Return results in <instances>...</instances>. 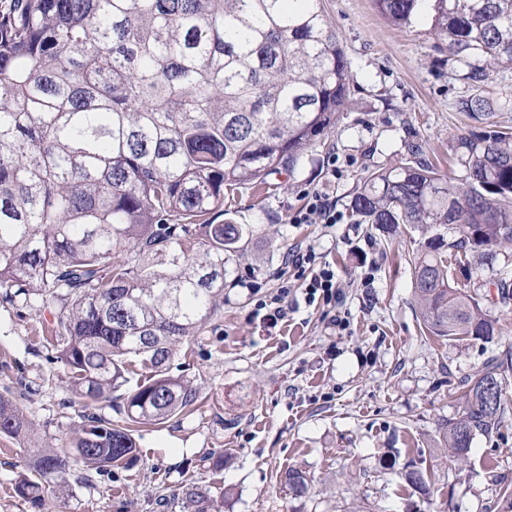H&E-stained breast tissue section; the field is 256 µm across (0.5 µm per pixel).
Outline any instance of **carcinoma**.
Wrapping results in <instances>:
<instances>
[{"label":"carcinoma","instance_id":"carcinoma-1","mask_svg":"<svg viewBox=\"0 0 512 512\" xmlns=\"http://www.w3.org/2000/svg\"><path fill=\"white\" fill-rule=\"evenodd\" d=\"M321 2L10 0L0 12V290L55 306L42 332L86 402L71 444L39 452L18 497L43 507L44 483L74 463L86 482L127 468L138 428L195 410L197 389L171 363L224 308L244 234L200 218L224 211L226 190L292 173L350 106L349 62ZM424 2L375 5L406 25ZM431 2L470 89L459 108L477 117L491 70L512 64V0ZM454 151L463 178L413 149L356 186L350 217L446 226L410 257L424 334L487 340L494 322L452 265L512 244V133L462 134ZM511 370V357H491L462 384L464 408L443 431L453 462L499 432L505 408L486 393ZM29 431L0 394V433ZM404 481L434 487L421 469ZM284 484L301 497L311 479L291 469ZM182 499L190 512H222L192 484Z\"/></svg>","mask_w":512,"mask_h":512}]
</instances>
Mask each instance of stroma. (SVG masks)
Wrapping results in <instances>:
<instances>
[{"label":"stroma","instance_id":"1","mask_svg":"<svg viewBox=\"0 0 512 512\" xmlns=\"http://www.w3.org/2000/svg\"><path fill=\"white\" fill-rule=\"evenodd\" d=\"M350 62L352 107L293 173L261 188L244 186L224 201L214 224H246L226 265L218 327L189 341L172 372L191 381L197 408L140 429L133 466L94 481L67 475L60 497L38 509L13 486L29 473L32 449L68 443L81 422V403L64 366L41 332L51 307L0 297V394H11L31 422L28 441L0 435V512H186L183 488L197 483L223 496L224 512H512V378L504 392L506 424L476 437L465 465L450 461L440 431L462 408L461 384L492 356L512 354V303L494 285L512 273V248L493 264L465 258L455 278L496 318L487 340L433 341L421 332L409 257L434 229L405 226L386 233L348 218L352 192L372 172L407 158L412 148L447 163L456 135L491 124L512 131V66L490 74V108L472 118L458 107L469 89L432 27L431 11L397 26L373 0H324ZM327 193L341 224H295L308 191ZM314 246L335 270L339 306L299 301L269 326L254 313L258 294L244 287L257 276L260 294L276 293L292 276L289 251ZM372 271L374 282L361 277ZM341 313L345 327L331 317ZM229 452L223 469L204 468ZM311 477L303 497L282 482L288 469ZM413 468L434 471L437 492L403 480Z\"/></svg>","mask_w":512,"mask_h":512}]
</instances>
